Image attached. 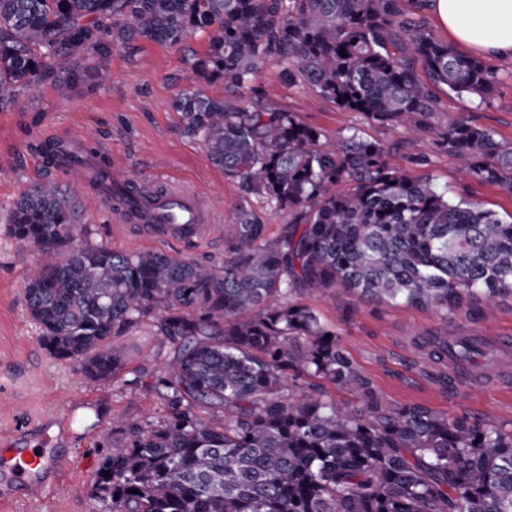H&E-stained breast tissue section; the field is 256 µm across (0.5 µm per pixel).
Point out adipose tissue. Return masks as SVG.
I'll return each mask as SVG.
<instances>
[{
	"label": "adipose tissue",
	"instance_id": "obj_1",
	"mask_svg": "<svg viewBox=\"0 0 512 512\" xmlns=\"http://www.w3.org/2000/svg\"><path fill=\"white\" fill-rule=\"evenodd\" d=\"M454 45L496 60H512V0H425Z\"/></svg>",
	"mask_w": 512,
	"mask_h": 512
}]
</instances>
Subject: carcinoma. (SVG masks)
Wrapping results in <instances>:
<instances>
[{
	"instance_id": "carcinoma-1",
	"label": "carcinoma",
	"mask_w": 512,
	"mask_h": 512,
	"mask_svg": "<svg viewBox=\"0 0 512 512\" xmlns=\"http://www.w3.org/2000/svg\"><path fill=\"white\" fill-rule=\"evenodd\" d=\"M422 10L423 0H0V108L61 60L105 57L132 39L209 37L197 87L175 107L181 133L202 140L238 189L224 264L79 241L82 205L54 183L9 214L13 238L41 254L24 301L52 356L109 380L122 362L105 340L155 314L176 346L153 385L166 417L121 423L110 443L94 480L103 512H512L511 434L382 408L336 334L288 301L337 289L455 311L479 293H512V222L393 169L379 140L354 133L327 147L295 113L246 105L269 61L344 111L414 132L436 112L438 87L492 94L496 69L438 39ZM217 81L238 98L205 94ZM438 137L472 176L512 193V148L491 131L455 122ZM39 150L49 166L63 153L51 140ZM253 196L288 213L279 237H267ZM289 369L360 392L366 407L286 398Z\"/></svg>"
}]
</instances>
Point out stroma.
Returning a JSON list of instances; mask_svg holds the SVG:
<instances>
[{
    "instance_id": "stroma-1",
    "label": "stroma",
    "mask_w": 512,
    "mask_h": 512,
    "mask_svg": "<svg viewBox=\"0 0 512 512\" xmlns=\"http://www.w3.org/2000/svg\"><path fill=\"white\" fill-rule=\"evenodd\" d=\"M208 44L203 32L189 34L177 46L133 41L108 57L83 61L81 78L68 91H60L55 78L48 77L16 104L0 109V448L41 444L67 462L61 480L46 485L40 496L16 491L0 499V512H98L94 477L108 455L114 423L120 418L128 425H143L164 418L166 399L152 385L175 354L151 316L107 338L123 361L109 381L89 379L45 350L24 301V283L37 253L9 232L6 215L13 202L32 186L49 181L75 189L91 240L113 250H160L215 265L223 263L227 252L220 234L192 244L149 241L120 229L89 184L73 183L70 174L47 166L36 146L72 133L95 143L122 177L146 182L165 174L198 191L216 221H224L239 201L237 189L211 162L201 140L180 133L181 114L172 105L179 91L192 86V64ZM494 67L498 83L489 98L437 88L434 127L413 136L362 113L343 111L306 85L288 84L274 61L260 67L248 99L256 107L295 113L321 128L331 144L356 132L393 145V167L428 179L451 200L470 199L507 219L512 217V195L478 181L453 155L435 146L439 130L456 121L487 129L512 146V62L498 60ZM423 155L427 163L415 164V157ZM294 300L316 311L336 333L355 370L369 381L385 408L421 406L512 433V367H502L496 357H479L453 374L422 343L431 334L468 336L476 329L512 337V294L492 300L479 297L451 313L343 291L306 290ZM299 392L320 393L341 406H364L361 394L286 372L283 396Z\"/></svg>"
}]
</instances>
